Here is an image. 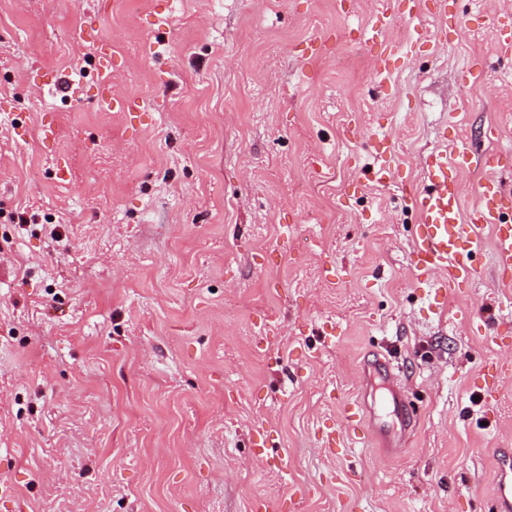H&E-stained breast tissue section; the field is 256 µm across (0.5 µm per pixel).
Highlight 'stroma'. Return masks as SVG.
<instances>
[{"instance_id":"stroma-1","label":"stroma","mask_w":512,"mask_h":512,"mask_svg":"<svg viewBox=\"0 0 512 512\" xmlns=\"http://www.w3.org/2000/svg\"><path fill=\"white\" fill-rule=\"evenodd\" d=\"M382 2L0 0V512H486L512 449L493 235L472 285L419 284L402 188L459 141L512 157V0H448L425 44L416 0L379 88ZM379 358L406 452L328 454ZM375 370L381 375V381L388 384L390 395L386 400V407L388 410L391 408L393 412L397 413L400 420L408 430L412 426L415 414L411 408L403 387L397 384V377L392 372V365L389 361H379L374 363Z\"/></svg>"}]
</instances>
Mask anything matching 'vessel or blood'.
<instances>
[{"mask_svg":"<svg viewBox=\"0 0 512 512\" xmlns=\"http://www.w3.org/2000/svg\"><path fill=\"white\" fill-rule=\"evenodd\" d=\"M496 159V153L478 154L464 143L455 144L449 151H431L422 159L423 169L430 177L429 189L405 191L408 205L420 215L414 270L433 288H457L481 276V268L470 255L478 251L486 228L493 234L496 266L512 270V187L501 180ZM472 166L480 167L484 175L475 188L478 204L466 217L461 212L458 176ZM374 368L389 386L387 408L393 409L405 426H412L415 414L391 363L380 361ZM344 423L348 435L358 439L385 430L382 423L366 415L359 402L345 410Z\"/></svg>","mask_w":512,"mask_h":512,"instance_id":"b4317fda","label":"vessel or blood"}]
</instances>
